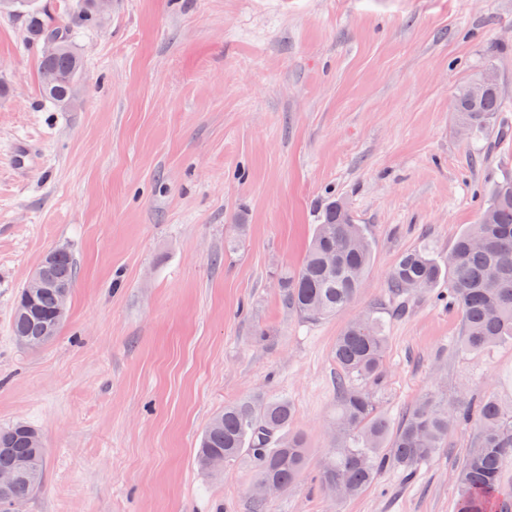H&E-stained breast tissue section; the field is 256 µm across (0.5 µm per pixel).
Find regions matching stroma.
<instances>
[{
	"label": "stroma",
	"mask_w": 512,
	"mask_h": 512,
	"mask_svg": "<svg viewBox=\"0 0 512 512\" xmlns=\"http://www.w3.org/2000/svg\"><path fill=\"white\" fill-rule=\"evenodd\" d=\"M76 47L81 88L61 109L40 95L23 17L0 15V427L30 422L46 448L24 512H456L473 418L415 477L386 470L354 499L315 472L337 336L387 306L401 253L447 256L476 194L512 174V111L471 140L451 110L489 64L512 104V0H117ZM21 139L40 156L19 178ZM331 192L374 260L347 310L310 323L278 276ZM55 248L76 260L69 314L29 350L11 337L15 297ZM459 331L426 298L388 315L390 419L438 385L512 415V342L466 352ZM281 397L308 467L259 509L249 455L218 477L194 459L224 405Z\"/></svg>",
	"instance_id": "stroma-1"
}]
</instances>
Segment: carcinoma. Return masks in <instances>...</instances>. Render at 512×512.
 <instances>
[{"label": "carcinoma", "instance_id": "carcinoma-1", "mask_svg": "<svg viewBox=\"0 0 512 512\" xmlns=\"http://www.w3.org/2000/svg\"><path fill=\"white\" fill-rule=\"evenodd\" d=\"M25 19L27 41L39 45L57 38L63 48L38 58V85L44 99L57 105L72 101L83 67L75 50V35L98 23L94 0H77L65 17L49 22L30 0H11L4 14ZM472 82L459 87L453 104L457 122L477 139L495 126L504 111L500 86L472 97ZM373 260V239L356 222L340 199L323 207L301 263L278 278L288 311L319 321L346 310L356 298ZM77 266L72 253L55 250L50 267L54 285L30 291L20 288L11 321L15 341L32 349L47 346L65 318L58 315L62 294L72 293ZM444 285L437 300L460 314L457 346L482 351L512 338V176L489 189L476 223L465 228L439 260L424 247L403 252L388 275L391 299L401 303L430 294ZM387 352L385 318L377 308L351 319L336 337L333 358L338 369L336 416L332 442L321 462L317 480L327 493L340 485L353 498L373 484L385 469L415 474L448 441L455 417H469L471 406L450 403L444 392L421 395L393 426L376 399ZM477 436L457 474V512H499L503 464L512 458V416L488 399L479 408ZM294 407L286 399L240 400L224 406L204 428L196 454L198 469L224 456V465L248 452L254 481H268L286 490L303 475L308 458L304 436L291 429ZM39 430L27 422L0 429V470L17 474L14 484L0 490V512L12 502L36 494L45 480V448Z\"/></svg>", "mask_w": 512, "mask_h": 512}]
</instances>
